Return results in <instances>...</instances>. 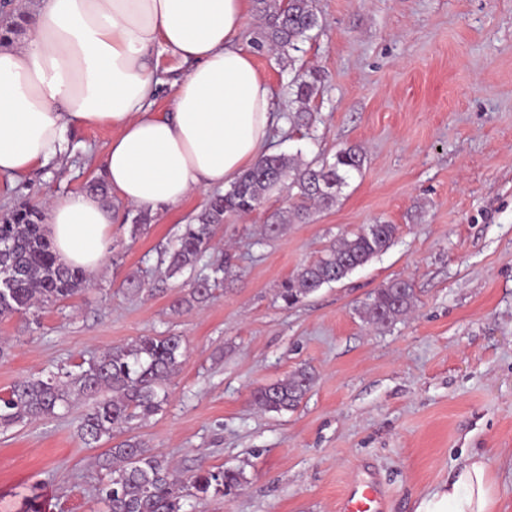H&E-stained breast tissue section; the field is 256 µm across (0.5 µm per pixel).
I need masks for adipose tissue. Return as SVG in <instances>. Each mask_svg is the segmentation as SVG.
Masks as SVG:
<instances>
[{
  "instance_id": "obj_1",
  "label": "adipose tissue",
  "mask_w": 512,
  "mask_h": 512,
  "mask_svg": "<svg viewBox=\"0 0 512 512\" xmlns=\"http://www.w3.org/2000/svg\"><path fill=\"white\" fill-rule=\"evenodd\" d=\"M247 13V0H43L26 43L0 47V174L25 176L68 152L70 128L104 125L102 173L125 204L154 211L231 186L278 123L272 89L237 41ZM158 50L187 68L165 112L153 108ZM45 209L59 259L102 267L112 207L85 191ZM495 505L488 463L475 457L418 512Z\"/></svg>"
}]
</instances>
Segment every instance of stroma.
Masks as SVG:
<instances>
[{
    "label": "stroma",
    "mask_w": 512,
    "mask_h": 512,
    "mask_svg": "<svg viewBox=\"0 0 512 512\" xmlns=\"http://www.w3.org/2000/svg\"><path fill=\"white\" fill-rule=\"evenodd\" d=\"M321 26L292 56L256 51L259 0H249L240 44L253 48L282 116L295 111L299 68L316 69L309 129L276 131L272 154L366 160L333 208L263 235L288 208L287 190L228 218L193 273L167 277L160 253L192 223L207 191L150 212L113 202L110 253L93 285L37 316L0 319V393L26 377L72 369L142 336L183 337L187 356L161 410L132 433L181 470L224 467L246 481L233 498L196 512H339L348 488L380 483L386 512H416L448 487L464 460L486 457L512 512V0H316ZM106 126L75 128L72 151L17 181L0 177V215L23 201L84 191L100 179ZM371 224L398 227L394 244L346 279L293 306L282 282L337 237ZM232 258L212 298L173 311L191 279ZM145 272V289L122 286ZM393 279L416 304L398 321L367 323L362 306ZM307 367L316 381L300 405L275 413L253 390ZM0 429V512H105L101 472L76 427L90 407Z\"/></svg>",
    "instance_id": "35a3bbf8"
}]
</instances>
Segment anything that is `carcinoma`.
I'll use <instances>...</instances> for the list:
<instances>
[{
  "label": "carcinoma",
  "instance_id": "1",
  "mask_svg": "<svg viewBox=\"0 0 512 512\" xmlns=\"http://www.w3.org/2000/svg\"><path fill=\"white\" fill-rule=\"evenodd\" d=\"M264 3L262 40L256 46L283 52L319 27L314 0H260ZM0 44L9 43L30 18L29 5L21 0H4L0 6ZM318 73H298L294 102L299 104L292 120L297 126L310 124L309 103L317 93ZM365 157L355 147L340 149L333 162H303L297 155L265 154L222 194L207 200L195 222L185 224L175 245L161 259L168 277L193 270L209 250L214 231L230 216L250 214L267 196L288 187L295 199L285 211L271 215L265 230L273 233L284 224L303 223L311 208H332L353 173L361 172ZM44 208L22 203L0 216V317L27 314L83 292L91 283L86 271L61 263L44 233ZM394 224H371L332 243L312 262L286 278L279 291L291 307L325 284L338 282L354 269L387 251L395 242ZM210 281L194 283L189 296L174 301L181 309L207 302ZM415 302L409 281L395 279L370 297L367 313L375 324H387L405 315ZM181 336H142L135 342L114 346L88 366L57 372L46 378H24L0 395V426L36 420L70 407L71 398L94 400L83 415L77 433L84 444L94 446L115 440L96 457L97 467L107 481L98 488L106 512H185L189 498L204 500L222 495L233 498L242 486L243 472L222 467L199 469L189 475L173 467L168 459L127 434L135 420L155 415L166 400V381L184 359ZM315 382L308 368L287 378L256 388L251 399L267 411L282 412L299 405Z\"/></svg>",
  "mask_w": 512,
  "mask_h": 512
}]
</instances>
